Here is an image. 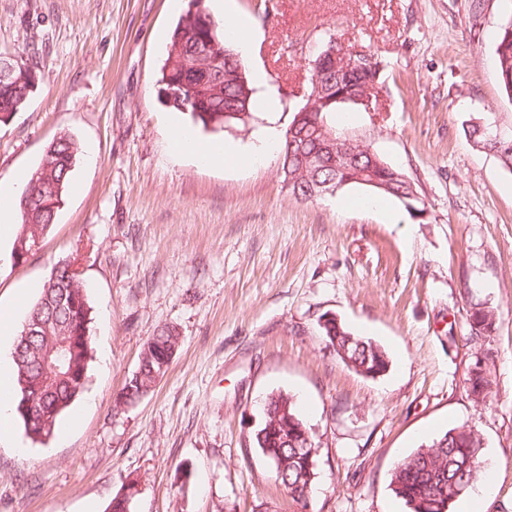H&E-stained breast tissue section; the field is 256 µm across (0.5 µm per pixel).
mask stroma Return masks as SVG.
I'll list each match as a JSON object with an SVG mask.
<instances>
[{
  "instance_id": "obj_1",
  "label": "stroma",
  "mask_w": 512,
  "mask_h": 512,
  "mask_svg": "<svg viewBox=\"0 0 512 512\" xmlns=\"http://www.w3.org/2000/svg\"><path fill=\"white\" fill-rule=\"evenodd\" d=\"M246 20L238 50L281 109L213 132L167 109L157 79L186 0H0V52L38 51V81L0 125V184L33 171L61 134L79 161L51 229L25 261L0 246V307L25 319L52 268L82 255L95 358L82 396L46 443L14 422L0 444V512H104L136 484L134 512H303L252 443L266 397L284 392L320 446L304 512H405L396 463L466 424L495 480L477 512H512V170L477 149L471 118L512 135L495 40L512 0H205ZM384 69L369 108L329 114L336 136L368 146L417 185L426 220L390 213L347 187L295 199L276 147L305 102L309 63L328 36ZM178 126L239 148L200 165L173 150ZM498 315L470 334L467 311ZM335 314L381 345L388 371L346 366L319 328ZM180 348L154 390L117 398L162 327ZM487 360L492 393L466 379ZM472 336H489L496 330L497 314L483 304H473L467 311Z\"/></svg>"
}]
</instances>
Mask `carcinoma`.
<instances>
[{
    "instance_id": "obj_1",
    "label": "carcinoma",
    "mask_w": 512,
    "mask_h": 512,
    "mask_svg": "<svg viewBox=\"0 0 512 512\" xmlns=\"http://www.w3.org/2000/svg\"><path fill=\"white\" fill-rule=\"evenodd\" d=\"M495 55L500 85L512 98V18L498 32ZM242 67L233 41L219 30L204 0H188L187 10L172 32L167 58L157 80L158 99L164 106L189 115L206 129L244 124L251 115L253 103H248L246 112L225 111L243 95L239 72ZM381 67V62L376 60L371 69H347L339 75L325 77L323 93L318 95L319 111L304 120L296 136L283 138L280 147L279 170L293 181L289 194L308 200V192L316 180L335 179L347 187L357 186L359 182L355 177L366 172L384 185L382 189L368 188L372 194L393 197L404 207L412 205L417 212L424 213L423 201L402 199L406 192L405 173L363 150L351 153L339 170L331 166L315 171L311 167L328 148L327 138L331 132L327 116L344 107L336 102V97L350 98L359 92L375 97L374 84L379 82ZM37 68L33 53L22 62L14 79L0 81V124L7 123L25 105L38 80ZM183 85L192 92L193 101L189 104L174 94ZM465 134L472 144L496 151L503 164L512 167L511 136L493 142L487 138L485 127L473 120L469 121ZM78 152L77 142L65 135L47 146L22 190L24 194H31L33 205L19 206L21 220L15 239H20L29 225L36 226L43 234L53 224ZM45 178L56 182V190L43 198L39 183ZM77 262L78 258L72 257L56 266L29 310L31 314L53 317L47 331L29 339L19 336L14 346V351H22L23 357L12 361L13 410L26 435L34 442L42 443L53 436L61 417L83 393L87 383L85 375L94 359L91 306L87 287L74 269ZM467 315L471 335L489 336L496 330L494 310L476 303ZM178 347L179 336L174 330L165 327L157 332L141 351L138 371L126 381L119 400L135 404L147 395L155 384L154 374H166L172 362L170 353ZM25 398L31 400L29 413L20 410ZM458 430V426L448 430L431 445L416 449L396 464L390 486L408 512H448L450 505L459 498L449 485L455 475V462L480 457L482 449L456 438ZM306 432L313 446H318L314 432L300 417L292 398L278 393L267 398L263 420L253 435V445L271 464L274 474H282L280 485L303 510L309 506L307 488L316 478L318 459L293 447L295 443L305 442L303 434Z\"/></svg>"
}]
</instances>
